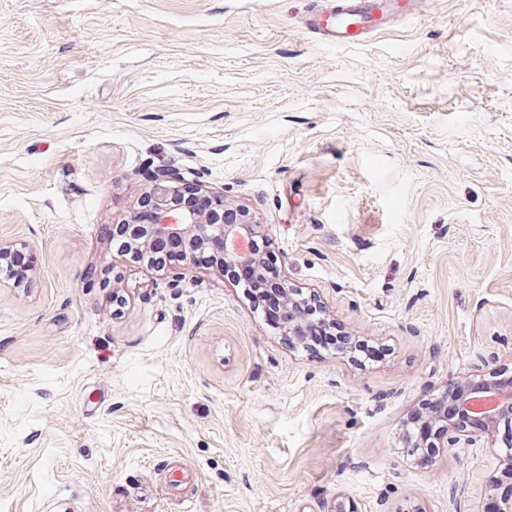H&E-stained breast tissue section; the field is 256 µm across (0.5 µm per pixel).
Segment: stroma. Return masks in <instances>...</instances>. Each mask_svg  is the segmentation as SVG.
<instances>
[{
  "label": "stroma",
  "mask_w": 512,
  "mask_h": 512,
  "mask_svg": "<svg viewBox=\"0 0 512 512\" xmlns=\"http://www.w3.org/2000/svg\"><path fill=\"white\" fill-rule=\"evenodd\" d=\"M424 2L345 48L310 0H0V241L36 269L0 272V512H474L497 459L400 436L449 380L512 379V0ZM156 168L255 212L386 359L130 261L104 229ZM301 336L299 338L308 341V345L321 348H339V344H351L347 337L334 335L332 327L325 323L314 321L313 323H306L301 329Z\"/></svg>",
  "instance_id": "obj_1"
}]
</instances>
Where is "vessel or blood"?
<instances>
[{
	"label": "vessel or blood",
	"instance_id": "b4317fda",
	"mask_svg": "<svg viewBox=\"0 0 512 512\" xmlns=\"http://www.w3.org/2000/svg\"><path fill=\"white\" fill-rule=\"evenodd\" d=\"M422 0H315L304 26L318 40L356 46L402 19L419 15Z\"/></svg>",
	"mask_w": 512,
	"mask_h": 512
}]
</instances>
